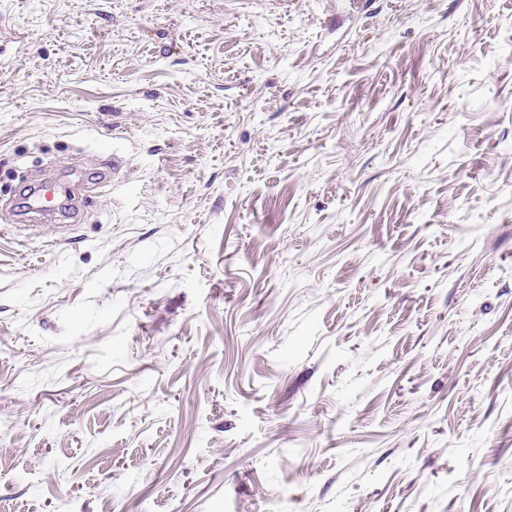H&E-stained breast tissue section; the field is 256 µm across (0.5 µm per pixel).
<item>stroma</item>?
<instances>
[{"label":"stroma","instance_id":"stroma-1","mask_svg":"<svg viewBox=\"0 0 512 512\" xmlns=\"http://www.w3.org/2000/svg\"><path fill=\"white\" fill-rule=\"evenodd\" d=\"M0 450V512H512V0H0ZM54 184L52 182H43L40 183L28 196L25 208V214H37L42 216H50L56 213V210H59V203H55L51 205L50 208H45L44 201L48 196L52 197V201L54 200V195L52 193V188H54Z\"/></svg>","mask_w":512,"mask_h":512}]
</instances>
